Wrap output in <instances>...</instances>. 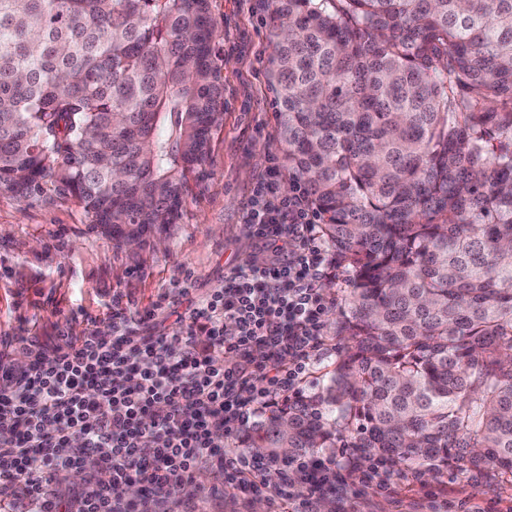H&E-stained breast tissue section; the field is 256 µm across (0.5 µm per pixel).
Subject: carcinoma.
<instances>
[{
	"instance_id": "1",
	"label": "carcinoma",
	"mask_w": 512,
	"mask_h": 512,
	"mask_svg": "<svg viewBox=\"0 0 512 512\" xmlns=\"http://www.w3.org/2000/svg\"><path fill=\"white\" fill-rule=\"evenodd\" d=\"M275 140L350 287L322 391L243 432L512 477V0H271ZM210 0H0V190L175 224L224 117Z\"/></svg>"
}]
</instances>
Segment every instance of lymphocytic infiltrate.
<instances>
[{"label":"lymphocytic infiltrate","mask_w":512,"mask_h":512,"mask_svg":"<svg viewBox=\"0 0 512 512\" xmlns=\"http://www.w3.org/2000/svg\"><path fill=\"white\" fill-rule=\"evenodd\" d=\"M247 219L266 253L204 292L185 273L184 335L163 328L168 295L134 312L119 293L108 335L94 326L78 336L0 333V512L19 495L32 512H174L173 492L204 467L225 493L262 494L295 512H317L328 494L346 500L354 454L303 452L274 475L265 459L227 456L214 441L299 394L335 304L327 287L335 259L304 185L279 195L267 171ZM89 456L97 465L86 471ZM132 485L143 490L135 501Z\"/></svg>","instance_id":"f902f5d3"}]
</instances>
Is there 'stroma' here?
<instances>
[{"instance_id":"1","label":"stroma","mask_w":512,"mask_h":512,"mask_svg":"<svg viewBox=\"0 0 512 512\" xmlns=\"http://www.w3.org/2000/svg\"><path fill=\"white\" fill-rule=\"evenodd\" d=\"M211 11L223 33L224 123L211 135L206 163L189 179L178 222L148 232L129 249L92 224L73 197L50 194L24 204L0 191V332L25 327L77 334L92 322L106 334L113 294L130 297L140 310L173 293L187 271L198 288H218L225 272L256 250L246 221L254 184L273 166L280 193L292 192L273 139L268 0H211ZM195 479L193 491L175 495L181 512H273L264 497L238 500L215 492L212 471H198ZM442 489L512 512V481L489 472H410L371 503L353 496L341 509L326 498L318 512H413L416 500Z\"/></svg>"}]
</instances>
